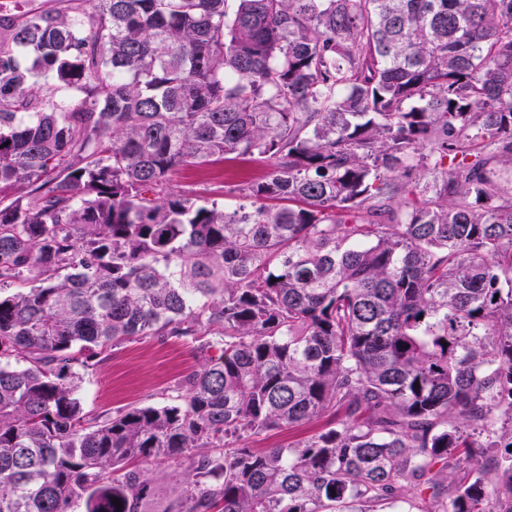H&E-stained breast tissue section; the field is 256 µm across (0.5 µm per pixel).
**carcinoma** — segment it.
Here are the masks:
<instances>
[{
  "instance_id": "1",
  "label": "carcinoma",
  "mask_w": 512,
  "mask_h": 512,
  "mask_svg": "<svg viewBox=\"0 0 512 512\" xmlns=\"http://www.w3.org/2000/svg\"><path fill=\"white\" fill-rule=\"evenodd\" d=\"M255 154L231 208L168 188ZM142 336L202 363L87 415ZM159 459L183 512H512V0L0 14V512H144ZM325 421L311 422L286 430H275L259 437H251L242 442L246 448H273L290 441L301 440L318 431Z\"/></svg>"
}]
</instances>
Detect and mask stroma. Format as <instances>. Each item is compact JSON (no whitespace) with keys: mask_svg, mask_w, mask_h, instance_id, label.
Wrapping results in <instances>:
<instances>
[{"mask_svg":"<svg viewBox=\"0 0 512 512\" xmlns=\"http://www.w3.org/2000/svg\"><path fill=\"white\" fill-rule=\"evenodd\" d=\"M271 166V160L258 155L227 159L179 170L170 187L222 203L233 190L265 178ZM198 364L196 344L189 339L147 336L129 342L84 371L83 407L96 415L129 405L168 403L182 377ZM185 473V467L163 462L148 466L146 477L153 490L148 512H180Z\"/></svg>","mask_w":512,"mask_h":512,"instance_id":"stroma-1","label":"stroma"}]
</instances>
